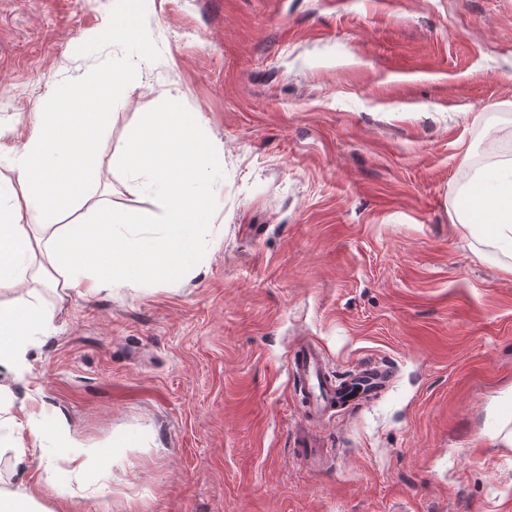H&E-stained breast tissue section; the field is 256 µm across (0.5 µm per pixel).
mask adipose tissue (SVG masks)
Wrapping results in <instances>:
<instances>
[{
  "label": "adipose tissue",
  "mask_w": 512,
  "mask_h": 512,
  "mask_svg": "<svg viewBox=\"0 0 512 512\" xmlns=\"http://www.w3.org/2000/svg\"><path fill=\"white\" fill-rule=\"evenodd\" d=\"M126 78V70L116 68L107 82L56 85L32 134L10 151L16 176L0 183V373L21 374L29 347L50 335L55 316L38 291L29 290L21 301L8 299V292L32 281L61 298L115 285L143 288L161 270L180 278L208 246L215 153L203 146L198 114L174 108L147 114L109 160L110 167L140 177L142 188L159 197V232H131L139 216H118L110 201L89 194L99 176L97 149L111 118L109 106ZM77 97L84 108L70 111L68 103ZM465 200L451 222L512 257V159L477 170ZM83 204L88 220L59 224V217ZM29 214L41 218L42 230L25 223ZM123 222L128 231H119ZM86 454L65 418L44 409L10 421L0 432V456H10L13 477L20 481L31 470L46 471L45 488L54 495L66 493L67 485L52 475L53 461L64 460L67 475L77 476L86 470Z\"/></svg>",
  "instance_id": "1"
}]
</instances>
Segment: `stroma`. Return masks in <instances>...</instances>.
Returning a JSON list of instances; mask_svg holds the SVG:
<instances>
[{
  "mask_svg": "<svg viewBox=\"0 0 512 512\" xmlns=\"http://www.w3.org/2000/svg\"><path fill=\"white\" fill-rule=\"evenodd\" d=\"M0 0V141L60 83L128 72L99 152L146 113L203 118L217 151L202 266L58 301L12 382L90 456L50 512H512V274L449 214L512 157V0ZM95 197L161 203L101 166ZM388 387L316 426L287 366ZM148 432L141 448L119 440ZM112 448L111 475L95 452ZM320 447L309 430H301L296 433L294 439L295 453L308 467L320 464L319 456L323 453V448Z\"/></svg>",
  "mask_w": 512,
  "mask_h": 512,
  "instance_id": "stroma-1",
  "label": "stroma"
}]
</instances>
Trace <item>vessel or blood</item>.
I'll use <instances>...</instances> for the list:
<instances>
[{"label":"vessel or blood","mask_w":512,"mask_h":512,"mask_svg":"<svg viewBox=\"0 0 512 512\" xmlns=\"http://www.w3.org/2000/svg\"><path fill=\"white\" fill-rule=\"evenodd\" d=\"M290 368L292 376L304 389L306 399L302 417L306 428L297 432L294 448L310 467L318 465L322 450L313 439L309 424L321 423L325 413L334 408H354L361 400L382 392L392 377L388 367L369 364L340 380H332L323 368L321 351L312 344L303 345L294 352Z\"/></svg>","instance_id":"vessel-or-blood-1"}]
</instances>
